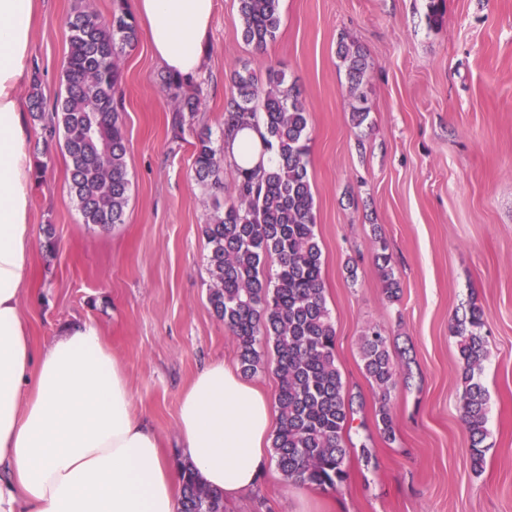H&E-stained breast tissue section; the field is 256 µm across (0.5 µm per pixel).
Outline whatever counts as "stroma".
<instances>
[{"mask_svg":"<svg viewBox=\"0 0 512 512\" xmlns=\"http://www.w3.org/2000/svg\"><path fill=\"white\" fill-rule=\"evenodd\" d=\"M281 0V26L259 53L241 34L238 0H215L211 41L198 76L200 104L184 140L171 139V93L145 38L119 59L131 179L124 223H83L69 191L62 137L30 120V149L47 170L32 191L34 249L21 298L31 343L44 349L75 323L96 324L119 360L136 413L178 454L179 396L199 369L238 352L208 302L212 278L202 227L214 201H230L194 171L200 134L223 150L233 69L271 65L310 113L309 176L324 293L336 328V362L348 394L362 396L345 436L349 478L337 492L270 469L255 492L224 512H512V0ZM116 0H41L29 73L46 107L64 91L67 20L88 9L111 17ZM365 52L369 116L351 122L353 97L336 49ZM53 227L47 250L43 230ZM382 236L401 284L385 292L372 241ZM355 274H348L347 265ZM481 308L488 436L481 472L470 463L460 416L454 316ZM383 329L409 364L389 407L395 440L376 424L378 393L363 372L360 336ZM372 451L364 460L361 446Z\"/></svg>","mask_w":512,"mask_h":512,"instance_id":"1","label":"stroma"}]
</instances>
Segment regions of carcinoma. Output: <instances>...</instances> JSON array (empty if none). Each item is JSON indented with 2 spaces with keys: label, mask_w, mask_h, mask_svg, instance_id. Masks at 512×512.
<instances>
[{
  "label": "carcinoma",
  "mask_w": 512,
  "mask_h": 512,
  "mask_svg": "<svg viewBox=\"0 0 512 512\" xmlns=\"http://www.w3.org/2000/svg\"><path fill=\"white\" fill-rule=\"evenodd\" d=\"M280 2L239 0L246 42L262 49L276 38ZM68 29L66 96L55 103L45 129L51 134L64 132L69 189L83 223L108 229L124 223L129 197L126 138L115 91L119 57L137 42L138 31L123 10L109 20L80 11L69 18ZM336 54L355 99L351 120L359 126L368 115L363 86L369 63L354 43L340 42ZM233 82L235 95L225 108L223 132L247 125L262 128L264 151L275 163L267 169L235 168L232 201L215 200L214 214L203 227L213 280L208 300L236 342L243 373L257 372L258 346L273 343L279 418L271 448L279 471L289 481L336 491L348 479L344 434L356 409L336 363V329L324 296L322 249L315 233L308 172L310 113L296 86L287 84L285 75L271 66L264 75L245 66L234 71ZM164 83L175 100L170 130L180 139L193 124L200 89L172 75ZM88 127L96 130L91 141L85 138ZM194 165L199 180L224 189L220 159L208 134L199 137ZM373 249L388 298H399L400 283L390 268L384 239L375 238ZM269 258L276 262L271 273L265 271ZM483 330L481 309L474 304L451 325L464 386L460 413L476 471L483 468L487 437L488 398L482 374L489 349ZM360 352L365 376L378 390V429L393 441L389 399L399 364L377 326L364 330ZM180 504V512H224L223 495L202 486L187 466Z\"/></svg>",
  "instance_id": "cac0c4a2"
}]
</instances>
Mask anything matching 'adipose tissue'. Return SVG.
<instances>
[{
    "mask_svg": "<svg viewBox=\"0 0 512 512\" xmlns=\"http://www.w3.org/2000/svg\"><path fill=\"white\" fill-rule=\"evenodd\" d=\"M39 0H0V512H179L182 469L227 498L254 490L270 465L271 400L236 368L200 369L181 394L182 460L172 463L133 409L124 371L98 327L30 345L20 297L30 277L34 161L19 90ZM215 0H130L168 73L200 74ZM234 164L270 166L255 129L224 140Z\"/></svg>",
    "mask_w": 512,
    "mask_h": 512,
    "instance_id": "adipose-tissue-1",
    "label": "adipose tissue"
}]
</instances>
